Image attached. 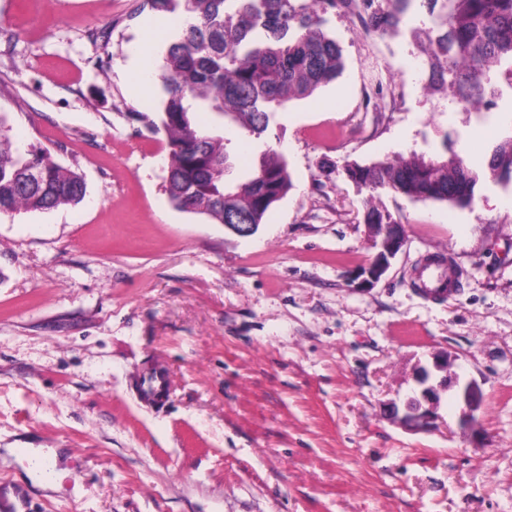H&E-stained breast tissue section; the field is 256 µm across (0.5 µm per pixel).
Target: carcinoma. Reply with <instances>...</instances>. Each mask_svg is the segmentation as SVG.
Masks as SVG:
<instances>
[{
	"instance_id": "carcinoma-1",
	"label": "carcinoma",
	"mask_w": 512,
	"mask_h": 512,
	"mask_svg": "<svg viewBox=\"0 0 512 512\" xmlns=\"http://www.w3.org/2000/svg\"><path fill=\"white\" fill-rule=\"evenodd\" d=\"M168 15L176 36L159 67L158 120L133 113L168 144L165 193L181 211L214 224L227 214L260 224L291 189L282 154L266 149L234 180L224 163L262 139L275 114L335 81L345 69L329 15L357 19L367 34L398 32L425 8L412 29L423 59L425 96L441 95L463 112L496 108V85L512 83V0H144ZM484 169L512 179V134L497 138ZM346 177L373 194L386 190L415 202L469 208L478 169L457 154L411 151L367 164L348 162ZM85 183L43 149L22 150L0 117V214L75 206ZM365 224H394L392 214L367 202Z\"/></svg>"
}]
</instances>
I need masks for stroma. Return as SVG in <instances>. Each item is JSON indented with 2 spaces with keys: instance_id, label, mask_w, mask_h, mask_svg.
I'll return each instance as SVG.
<instances>
[{
  "instance_id": "stroma-1",
  "label": "stroma",
  "mask_w": 512,
  "mask_h": 512,
  "mask_svg": "<svg viewBox=\"0 0 512 512\" xmlns=\"http://www.w3.org/2000/svg\"><path fill=\"white\" fill-rule=\"evenodd\" d=\"M142 0H0V113L81 173V203L0 218V512H512V183L465 209L383 193L406 243L385 278L345 161L457 150L494 112L423 96L410 33L329 17L343 74L279 111L263 147L293 187L253 235L174 209L137 52ZM449 259L453 296L419 290ZM476 382L434 431L398 423L434 356ZM168 399L143 401L145 372ZM459 396L466 407L461 419L464 430H473L476 421L475 412L481 407V393L479 387L473 382H467L460 390Z\"/></svg>"
}]
</instances>
